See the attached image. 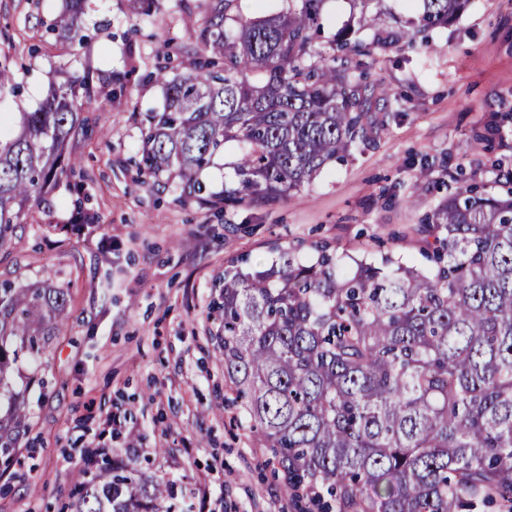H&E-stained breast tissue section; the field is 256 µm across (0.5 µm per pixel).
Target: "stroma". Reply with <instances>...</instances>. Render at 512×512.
Masks as SVG:
<instances>
[{"instance_id": "35a3bbf8", "label": "stroma", "mask_w": 512, "mask_h": 512, "mask_svg": "<svg viewBox=\"0 0 512 512\" xmlns=\"http://www.w3.org/2000/svg\"><path fill=\"white\" fill-rule=\"evenodd\" d=\"M62 0H0V117L15 127L59 71H94L80 163L0 251V281L50 280L68 291V318L40 365L13 376L30 429L0 474V512H58L94 452L148 461L176 487L206 491L205 512H295L267 464L271 449L226 406L219 346L224 268L271 263L276 248L314 257L329 244L346 258L425 266L419 231L449 190L493 182L492 160L512 168V0H470L451 26L381 52L365 74L401 100L377 141L328 166L273 204L214 209L179 198L137 169L141 121L161 110L158 66L191 71V31L159 0L151 21L128 0H89V48L70 50L49 25ZM124 74L107 85L109 74ZM490 132V140L479 135ZM91 216L65 232L75 206ZM122 416L101 433L96 417Z\"/></svg>"}]
</instances>
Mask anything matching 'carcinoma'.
<instances>
[{
  "mask_svg": "<svg viewBox=\"0 0 512 512\" xmlns=\"http://www.w3.org/2000/svg\"><path fill=\"white\" fill-rule=\"evenodd\" d=\"M87 0H64L52 30L83 48ZM239 0H175L193 22L197 61L155 75L165 104L142 122L137 168L208 207L291 197L364 149L398 109L358 72L418 32L447 25L469 0H419L390 29L379 0H351L360 31L313 44L324 0H282L246 18ZM92 75L69 77L0 135V249L75 166ZM382 105L381 119L372 116ZM230 141L236 180L202 195L198 178ZM436 231L426 271L386 257L346 269L326 248L305 263L224 268V380L244 421L273 450L272 474L298 512H512V179L448 194L423 221ZM65 288L0 282V392L66 317ZM29 426L0 414V460ZM169 481L106 455L70 490L66 512H170Z\"/></svg>",
  "mask_w": 512,
  "mask_h": 512,
  "instance_id": "cac0c4a2",
  "label": "carcinoma"
}]
</instances>
